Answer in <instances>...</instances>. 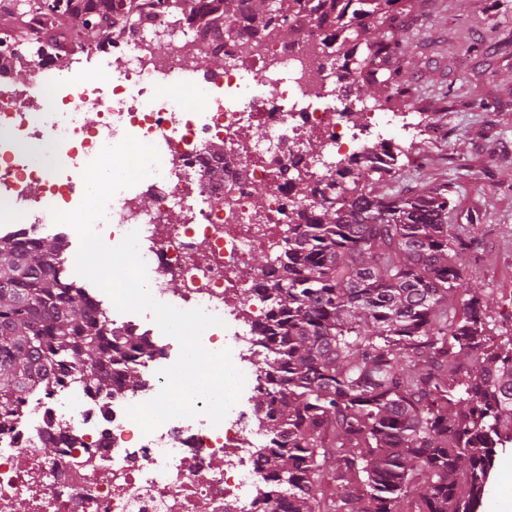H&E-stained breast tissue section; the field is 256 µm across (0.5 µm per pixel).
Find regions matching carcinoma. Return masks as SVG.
<instances>
[{"label":"carcinoma","mask_w":512,"mask_h":512,"mask_svg":"<svg viewBox=\"0 0 512 512\" xmlns=\"http://www.w3.org/2000/svg\"><path fill=\"white\" fill-rule=\"evenodd\" d=\"M401 0H0V42L32 44L29 18L51 39L104 49L159 12L173 33L215 39L224 15L247 21L240 49L270 32L294 37L309 15L340 41L347 92L382 106L390 91L417 107L401 79L413 49L394 35ZM373 54L380 68L357 71ZM398 153L384 144L336 167L318 189L292 181L301 203L283 241L265 252L270 279L258 327L263 385L254 403L273 447L261 512H478L496 456L512 443V332L490 335L487 296L464 289L477 224L448 223V190L380 194ZM468 298L460 299V293ZM151 345L96 316L60 261L54 240L0 241V419L34 388L67 373L106 397L141 386ZM333 487L322 489L323 479Z\"/></svg>","instance_id":"1"}]
</instances>
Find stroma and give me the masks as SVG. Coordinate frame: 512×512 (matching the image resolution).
<instances>
[{
  "label": "stroma",
  "instance_id": "1",
  "mask_svg": "<svg viewBox=\"0 0 512 512\" xmlns=\"http://www.w3.org/2000/svg\"><path fill=\"white\" fill-rule=\"evenodd\" d=\"M397 22L414 35L403 74L423 98L438 138L401 142L385 191L447 185L449 223L481 224L464 278L484 292L492 321L512 327V0H402Z\"/></svg>",
  "mask_w": 512,
  "mask_h": 512
}]
</instances>
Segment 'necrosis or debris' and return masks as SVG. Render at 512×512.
Here are the masks:
<instances>
[{"instance_id":"1","label":"necrosis or debris","mask_w":512,"mask_h":512,"mask_svg":"<svg viewBox=\"0 0 512 512\" xmlns=\"http://www.w3.org/2000/svg\"><path fill=\"white\" fill-rule=\"evenodd\" d=\"M167 25L152 15L116 39L107 50L116 67L97 81L82 78L93 48L57 43L55 54L69 61L58 69L9 56L8 66L27 67L31 78L0 88V236L57 238L62 264L74 265L72 229L55 223L54 211L80 205L83 170L104 147L128 135L154 145L159 172L116 193L95 228L115 244L138 231L153 297L220 317L202 344L229 350L245 391L254 392L261 377L250 369L259 349L253 326L267 308L255 294L265 273L253 256L293 223V176L325 182V155L345 163L373 138L413 126L375 111L350 124L338 50L318 34L270 35L245 55V20L225 17L224 67L207 75L195 67L201 37L189 33L156 52L152 39ZM216 142L224 145L219 161L210 152ZM218 162L220 186L207 176ZM259 184L266 195L255 194ZM122 325L153 347L140 366L144 388L103 398L65 380L27 397L0 427V512H254L268 491L260 461L268 438L252 408L239 400L215 426L200 398L195 417L143 434L126 410L158 394L160 371L178 354L153 320L131 315ZM50 440L58 447L48 455L42 446Z\"/></svg>"}]
</instances>
